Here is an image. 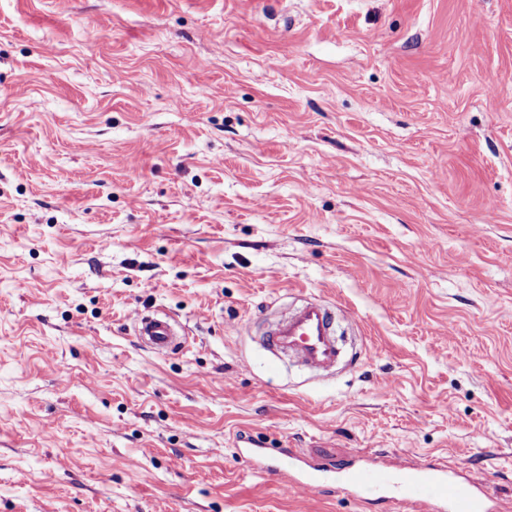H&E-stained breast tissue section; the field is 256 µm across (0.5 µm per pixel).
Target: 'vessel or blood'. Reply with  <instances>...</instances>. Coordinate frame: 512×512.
Masks as SVG:
<instances>
[{
	"instance_id": "vessel-or-blood-1",
	"label": "vessel or blood",
	"mask_w": 512,
	"mask_h": 512,
	"mask_svg": "<svg viewBox=\"0 0 512 512\" xmlns=\"http://www.w3.org/2000/svg\"><path fill=\"white\" fill-rule=\"evenodd\" d=\"M347 311L323 305L315 299L302 301L277 321L266 335L268 347L288 354L300 366L315 373L335 369L341 358L336 323L348 320ZM135 335L153 352L167 354L184 340L176 322L167 314L137 315ZM238 454L245 462L262 466L277 475L284 490L311 491L320 487L342 486L354 496L379 493L384 500L410 494L413 486L429 481L437 492L434 512H490L483 497V479L476 474L458 476L448 469L422 462L404 469L396 465L377 466L327 463L301 455L282 460L276 448L247 443Z\"/></svg>"
}]
</instances>
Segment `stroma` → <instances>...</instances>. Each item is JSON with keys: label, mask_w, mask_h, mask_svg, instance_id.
<instances>
[{"label": "stroma", "mask_w": 512, "mask_h": 512, "mask_svg": "<svg viewBox=\"0 0 512 512\" xmlns=\"http://www.w3.org/2000/svg\"><path fill=\"white\" fill-rule=\"evenodd\" d=\"M243 434L512 512V0H0V512H413ZM347 311L323 305L316 299L302 301L266 334L268 347L287 353L300 366L315 373H329L341 358L336 337L338 320L350 321ZM134 331L137 339L156 354H168L179 348L185 340L176 322L167 314L159 312L152 315L138 313ZM238 455L247 463L262 466L268 473L279 477L286 492L295 493L303 489L309 492L320 487L342 486L355 497L377 492L386 501L398 500L407 495L411 497L413 486L424 481L432 482L437 489L434 498L436 504L429 511L435 512H489V507L483 498V479L471 473L458 476L446 468H440L426 460L403 469L398 465L377 466L350 463H327L318 459L301 455L290 456L285 463L279 454L280 448H265L254 442H247L243 448H238Z\"/></svg>", "instance_id": "1"}]
</instances>
